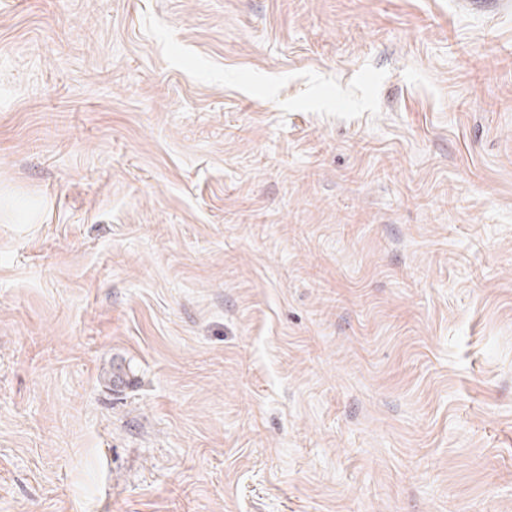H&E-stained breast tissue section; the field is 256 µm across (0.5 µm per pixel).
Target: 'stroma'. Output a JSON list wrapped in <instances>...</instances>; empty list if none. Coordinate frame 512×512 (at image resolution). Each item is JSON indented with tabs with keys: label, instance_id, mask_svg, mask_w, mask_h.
Wrapping results in <instances>:
<instances>
[{
	"label": "stroma",
	"instance_id": "35a3bbf8",
	"mask_svg": "<svg viewBox=\"0 0 512 512\" xmlns=\"http://www.w3.org/2000/svg\"><path fill=\"white\" fill-rule=\"evenodd\" d=\"M0 512H512V0H0Z\"/></svg>",
	"mask_w": 512,
	"mask_h": 512
}]
</instances>
